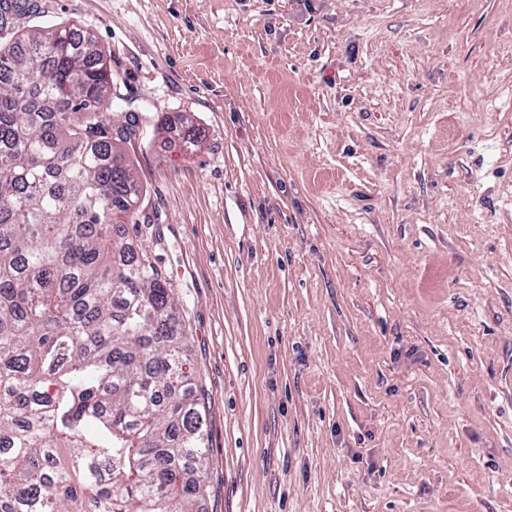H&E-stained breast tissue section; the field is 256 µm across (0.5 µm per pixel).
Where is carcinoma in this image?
I'll list each match as a JSON object with an SVG mask.
<instances>
[{
    "mask_svg": "<svg viewBox=\"0 0 512 512\" xmlns=\"http://www.w3.org/2000/svg\"><path fill=\"white\" fill-rule=\"evenodd\" d=\"M34 9L0 0V512H201L205 390L134 247V127L77 24L3 42Z\"/></svg>",
    "mask_w": 512,
    "mask_h": 512,
    "instance_id": "1",
    "label": "carcinoma"
}]
</instances>
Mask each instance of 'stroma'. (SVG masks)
Returning <instances> with one entry per match:
<instances>
[{
	"label": "stroma",
	"mask_w": 512,
	"mask_h": 512,
	"mask_svg": "<svg viewBox=\"0 0 512 512\" xmlns=\"http://www.w3.org/2000/svg\"><path fill=\"white\" fill-rule=\"evenodd\" d=\"M34 2L139 119L202 512H512V0Z\"/></svg>",
	"instance_id": "35a3bbf8"
}]
</instances>
